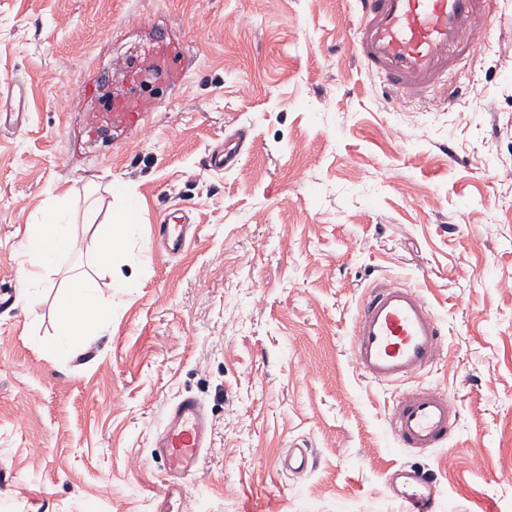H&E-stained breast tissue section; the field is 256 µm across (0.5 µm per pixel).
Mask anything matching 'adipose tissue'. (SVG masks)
<instances>
[{
	"mask_svg": "<svg viewBox=\"0 0 512 512\" xmlns=\"http://www.w3.org/2000/svg\"><path fill=\"white\" fill-rule=\"evenodd\" d=\"M138 222L135 206H127L121 214L99 225L94 237L95 254L100 265H111L122 244L133 233ZM75 240L70 222L62 207L50 209L43 219L27 225L21 246L29 260L22 271L24 281L39 277L58 257L67 254ZM98 282L90 277L70 281L61 301L60 316L53 339L45 346L51 356L64 358L73 347L90 337L100 335L112 319V306L99 294Z\"/></svg>",
	"mask_w": 512,
	"mask_h": 512,
	"instance_id": "1",
	"label": "adipose tissue"
}]
</instances>
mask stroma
Returning a JSON list of instances; mask_svg holds the SVG:
<instances>
[{
    "instance_id": "obj_1",
    "label": "stroma",
    "mask_w": 512,
    "mask_h": 512,
    "mask_svg": "<svg viewBox=\"0 0 512 512\" xmlns=\"http://www.w3.org/2000/svg\"><path fill=\"white\" fill-rule=\"evenodd\" d=\"M485 12L490 36L450 75L460 96L398 102L357 59L353 0H0V81L30 93L28 126L0 134V512H155L154 440L186 395L210 434L181 512H400V467L442 512H512V0ZM165 38L188 68L156 80L151 138L89 144V118L127 89L97 86L101 66ZM76 83L98 91L76 105ZM240 127L239 166L206 170ZM59 203L77 247L23 282L25 226ZM129 203L136 231L98 268L93 224ZM175 204L195 241L165 256L151 230ZM79 273L112 322L59 361L44 344ZM121 276L139 287L112 289ZM384 278L419 289L445 334L417 382L458 420L429 452L397 446L395 388L352 359ZM298 447L314 464L292 472Z\"/></svg>"
}]
</instances>
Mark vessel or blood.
I'll return each mask as SVG.
<instances>
[{
    "label": "vessel or blood",
    "mask_w": 512,
    "mask_h": 512,
    "mask_svg": "<svg viewBox=\"0 0 512 512\" xmlns=\"http://www.w3.org/2000/svg\"><path fill=\"white\" fill-rule=\"evenodd\" d=\"M358 54L367 71L397 96L444 100L457 89L447 77L478 48L487 36L485 0H356ZM157 97H134L107 103L112 138L122 143L127 133H142L152 124ZM29 119L28 90L24 82H0V129L20 130ZM245 131L225 137L205 158L206 169L230 171L245 152ZM190 218L184 208L169 211L156 225L154 240L169 253L186 246ZM442 328L421 293L394 282L370 287L353 326L352 358L368 379L400 387L385 421L389 433L404 448L430 451L443 447L457 425V413L441 389L419 386L412 380L433 365L443 352ZM209 422L194 398L181 399L172 409L157 454L166 463L168 483L158 512H169L170 500L180 494L183 479L193 475L208 444ZM403 512H438L433 487L422 474L402 467L389 477Z\"/></svg>",
    "instance_id": "b4317fda"
}]
</instances>
